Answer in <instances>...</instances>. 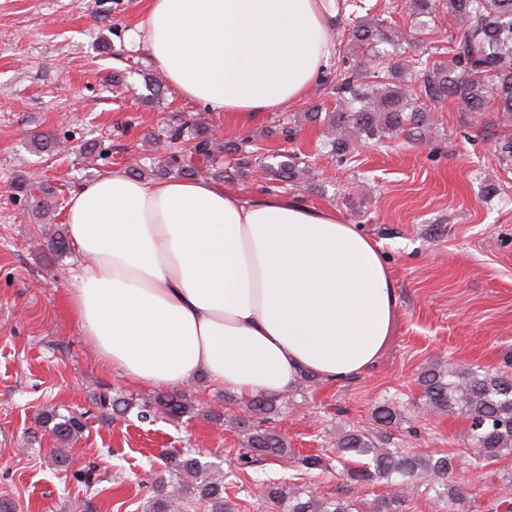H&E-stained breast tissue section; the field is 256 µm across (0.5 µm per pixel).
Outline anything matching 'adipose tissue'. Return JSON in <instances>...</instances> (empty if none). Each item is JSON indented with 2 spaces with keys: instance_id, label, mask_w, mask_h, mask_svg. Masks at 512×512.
I'll list each match as a JSON object with an SVG mask.
<instances>
[{
  "instance_id": "obj_1",
  "label": "adipose tissue",
  "mask_w": 512,
  "mask_h": 512,
  "mask_svg": "<svg viewBox=\"0 0 512 512\" xmlns=\"http://www.w3.org/2000/svg\"><path fill=\"white\" fill-rule=\"evenodd\" d=\"M343 0H149L131 32L188 102L242 128L329 67ZM65 222L84 262L68 305L103 365L167 388L201 374L246 398L367 371L397 295L379 243L332 208L209 179L100 175Z\"/></svg>"
}]
</instances>
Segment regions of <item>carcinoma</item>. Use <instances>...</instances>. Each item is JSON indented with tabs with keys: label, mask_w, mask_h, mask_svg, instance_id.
I'll list each match as a JSON object with an SVG mask.
<instances>
[{
	"label": "carcinoma",
	"mask_w": 512,
	"mask_h": 512,
	"mask_svg": "<svg viewBox=\"0 0 512 512\" xmlns=\"http://www.w3.org/2000/svg\"><path fill=\"white\" fill-rule=\"evenodd\" d=\"M445 4L453 21L450 34L451 58L433 63L419 61L420 89L403 79V67L392 56L406 41L404 35L357 18L348 34L344 53L354 56L357 69L338 79L336 111L327 115L332 128L328 141L330 152L341 155L354 142H380L386 137L418 136L431 122L429 113L419 104L420 98L432 101L454 100L467 112H481L494 102L498 111L512 121V0H410V7L421 16L436 12ZM424 95H419V92ZM172 152L167 166L181 177L213 176L224 178L216 168L226 153H241L247 140L213 144L212 136L196 121H184L175 128L161 131ZM495 152L500 163L512 166V137L499 138ZM275 162L258 161L268 183L294 182L306 167L297 155L277 154ZM18 189L29 201L31 213L41 219L49 217L45 187L36 180H24ZM423 407L436 415H463L475 451L495 458L512 446V361L489 372L475 367L457 366L444 370L431 367L419 377ZM92 403L106 410L122 407L137 409V417L151 420L157 413L181 418L196 409L195 401L184 392L161 393L149 400L126 401L100 393ZM274 399L260 395L251 399L249 410L256 416L271 413ZM42 424L56 440L67 443L77 438L84 422L76 415H63L55 409L44 412ZM246 431L247 453L244 458L283 457L288 443L274 430L255 428L240 422ZM333 446L339 457L353 462L346 469L347 480L360 488L384 482L387 495L377 499L373 512H399L409 497L419 492L420 479L434 476L445 479L452 471V458H437L415 452L390 450L377 446V437L362 430L336 435ZM168 476L151 482L147 512H189L191 505L201 504L207 512H224V477L193 457L166 452ZM262 496L281 512H358L355 500L336 497L317 499L298 488L288 490L267 485Z\"/></svg>",
	"instance_id": "cac0c4a2"
}]
</instances>
